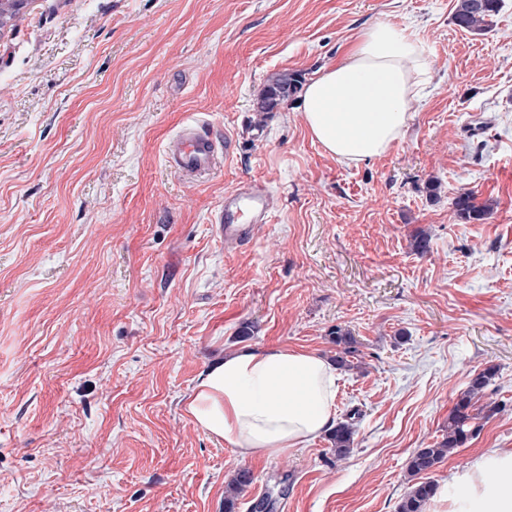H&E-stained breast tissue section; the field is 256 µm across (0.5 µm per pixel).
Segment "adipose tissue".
<instances>
[{
    "label": "adipose tissue",
    "mask_w": 512,
    "mask_h": 512,
    "mask_svg": "<svg viewBox=\"0 0 512 512\" xmlns=\"http://www.w3.org/2000/svg\"><path fill=\"white\" fill-rule=\"evenodd\" d=\"M426 74L422 42L410 28L374 25L306 85L299 109L313 139L338 161L379 157L402 138ZM335 401L336 368L326 357L242 348L197 376L187 411L241 456L276 459L331 429ZM433 502L434 512H512V449L481 455Z\"/></svg>",
    "instance_id": "1"
}]
</instances>
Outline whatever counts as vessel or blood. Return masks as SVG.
<instances>
[{
	"instance_id": "obj_1",
	"label": "vessel or blood",
	"mask_w": 512,
	"mask_h": 512,
	"mask_svg": "<svg viewBox=\"0 0 512 512\" xmlns=\"http://www.w3.org/2000/svg\"><path fill=\"white\" fill-rule=\"evenodd\" d=\"M165 161L170 169L189 181L208 179L218 170L220 156L214 139L202 123L184 126L166 146ZM269 195L262 182H243L224 198L214 222L221 239L228 243L251 240L269 220Z\"/></svg>"
}]
</instances>
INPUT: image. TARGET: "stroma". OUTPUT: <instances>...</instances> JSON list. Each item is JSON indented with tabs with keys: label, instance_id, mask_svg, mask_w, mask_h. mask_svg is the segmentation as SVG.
Masks as SVG:
<instances>
[{
	"label": "stroma",
	"instance_id": "35a3bbf8",
	"mask_svg": "<svg viewBox=\"0 0 512 512\" xmlns=\"http://www.w3.org/2000/svg\"><path fill=\"white\" fill-rule=\"evenodd\" d=\"M455 4L35 0L0 28V512H224L241 468L234 512H396L411 455L490 365L499 412L430 478L512 448V0L479 33ZM383 22L413 27L429 67L385 155L326 154L298 96L257 112L271 76L309 82ZM196 120L230 152L188 183L164 148ZM251 179L269 222L224 243L212 218ZM465 191L484 223L457 217ZM337 327L360 362L336 384L345 459L324 436L244 458L192 421L225 351L330 358ZM457 215L464 221L470 223H482L491 212L488 203L476 202V197L470 191L460 193L453 203ZM253 481V475L250 470L242 468L236 472L226 488L224 498L225 512H233L235 499L246 492Z\"/></svg>",
	"mask_w": 512,
	"mask_h": 512
}]
</instances>
